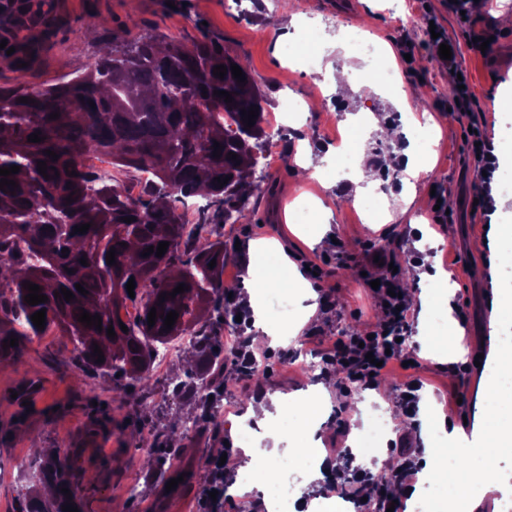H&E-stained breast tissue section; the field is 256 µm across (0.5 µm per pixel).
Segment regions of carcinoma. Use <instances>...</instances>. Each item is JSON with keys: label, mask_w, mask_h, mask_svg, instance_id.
Here are the masks:
<instances>
[{"label": "carcinoma", "mask_w": 512, "mask_h": 512, "mask_svg": "<svg viewBox=\"0 0 512 512\" xmlns=\"http://www.w3.org/2000/svg\"><path fill=\"white\" fill-rule=\"evenodd\" d=\"M136 29L138 22L130 20L122 42L112 43L91 69L57 83L26 80L40 41L10 55L0 52L17 73L14 86H0V168L20 167L7 176L18 187L0 190V360L8 361L19 350L3 348L4 341L14 336L21 343L27 338L17 326L42 334L31 315L44 309V328L54 326L70 337L78 367L102 376L104 389L118 397L126 394V379L149 387V364L157 345L190 331L202 309L211 308L215 321L227 322L224 242L185 235L176 202L204 188L200 227L249 223L246 196L268 139L264 95L236 56L206 38L188 47L150 33L131 35ZM233 63L246 82H237L230 71L222 79L214 76L215 66L229 69ZM216 90L229 92L233 101L225 102ZM22 97L28 102H19ZM252 106L259 108L258 117L248 128L241 110ZM54 112L59 113L56 119L50 118ZM226 112L234 117L235 127L224 126ZM38 131L45 140L29 142L28 136ZM216 142L222 145L218 158L213 156ZM47 149L56 152L58 160L47 156ZM89 152L111 157L119 170L150 168L155 180L132 199L120 184L99 179L83 165ZM230 153L237 154L238 161L228 159ZM40 161L47 164V179L38 171ZM73 171L77 175H71ZM219 177L229 181L222 186ZM125 217L134 221L126 223ZM86 223L91 224L87 232L73 231ZM17 238L28 249L18 257L12 253ZM162 241L169 242L164 255L141 256ZM113 248L115 264L110 265L106 254ZM83 257L86 266L80 263ZM212 260L216 265L210 268ZM131 277L134 293L140 296V312L133 322L120 315L131 300L126 288ZM26 282L40 286L48 301H24ZM77 283L88 294L77 291ZM181 283L188 286L185 292L158 300ZM63 287L73 293L72 300L60 294ZM153 308L157 320L150 327L148 313ZM84 310L100 315L102 328L78 321ZM171 311L179 316L167 330L164 320ZM110 326L113 338L107 335ZM95 344L104 354L101 363L93 353ZM189 395L209 403V395L192 383L176 388L170 400L177 405ZM39 481L49 488V496L21 497L17 512H62L67 502L83 510L78 478L67 459L39 464ZM63 488L72 497H66Z\"/></svg>", "instance_id": "obj_1"}]
</instances>
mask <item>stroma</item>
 I'll use <instances>...</instances> for the list:
<instances>
[{
	"label": "stroma",
	"mask_w": 512,
	"mask_h": 512,
	"mask_svg": "<svg viewBox=\"0 0 512 512\" xmlns=\"http://www.w3.org/2000/svg\"><path fill=\"white\" fill-rule=\"evenodd\" d=\"M41 12L54 13L63 22L56 45L39 59L35 79L51 83L60 77L88 69L98 50L121 30L129 17L143 29L192 44L209 37L224 44L251 71L263 92L266 113L285 112L287 101L302 105L299 119L282 121L277 132L283 143L297 142L300 156L283 159L271 171H258V188L249 198L251 220L227 224L214 233L224 241V281L234 285L232 306L247 312L242 295L252 285L243 278L257 242L276 241L281 258L296 268L310 288L329 291L334 303L316 308L305 323L301 345H278L283 362L276 372L242 374L231 355L233 339L253 336V324L213 326L208 311L200 323L213 336L224 382L212 394L224 406L219 429L200 427L184 431L183 425L201 415L195 400L169 408L153 401V392L187 376L211 380L215 362L183 346L179 338L169 342L175 354L168 366L150 365L153 392L130 390L123 398L103 391L102 378L81 372L73 360V345L58 329L44 339L24 343L13 360L0 363V512H14L17 499L33 479L19 461L40 453L67 455L79 480L84 512H201L200 500L208 471L198 468L200 457L224 443L239 444L237 413L249 404L283 393L301 395L310 387L329 386L328 398L317 423L315 438L323 453L345 447L354 431H367L377 416H385L392 430L376 446L379 457L363 462L373 477L391 476L399 454L397 438L417 451L420 467H427L430 445L426 408L442 418L445 433L463 430L475 441L484 412L483 389L473 378H486L498 345L497 324H485V311H497L500 281L495 225L512 217V195L501 209L485 200L499 188L504 174H512V108L499 104L512 92V26L502 17L512 16V0H470L468 17H460L451 0H242L228 7L227 0H38ZM290 18L287 26L273 25L275 17ZM436 27L455 49L453 60L441 59L428 46L429 27ZM314 37L316 70H308L301 56L284 53L299 31ZM379 51L396 73L399 83L424 88L422 99L394 105L386 96L356 84L351 102H344L329 80V71L350 65L363 71L369 55L329 48L335 37L353 42L356 34ZM487 40L480 50L479 40ZM465 75L471 93V109L458 112L448 90L458 75ZM373 113L380 124L391 126L396 137L374 136L357 141L370 161L379 154L390 157L391 167H405L408 147L428 158L432 171L416 181L417 200L374 180L371 190L357 195L347 180L332 174L308 175V159H319L336 148V126L346 112ZM486 138L495 148L498 167L490 181H482L473 154L475 137ZM275 183V196L262 187ZM314 205L316 218H327L320 241L303 233L295 208L298 199ZM450 200L445 218H438L437 200ZM346 252L337 255V243ZM377 247L391 254L398 266L396 281L414 296H431L435 277L444 272L452 293V316L464 321L459 340L461 354L436 357L433 341L444 327L425 316L419 304H411L413 325L404 349L414 363L408 370L384 375L376 389L346 393L336 374L325 369V355L337 336L374 328L380 319L378 301L365 277L364 253ZM329 266L324 282L310 279L308 267ZM313 358L321 367L309 374L302 365ZM420 379V410L416 417L403 415L400 387ZM40 386L29 405L13 394L29 383ZM155 467H147V460ZM195 470L196 479L168 492L160 479V463Z\"/></svg>",
	"instance_id": "35a3bbf8"
}]
</instances>
